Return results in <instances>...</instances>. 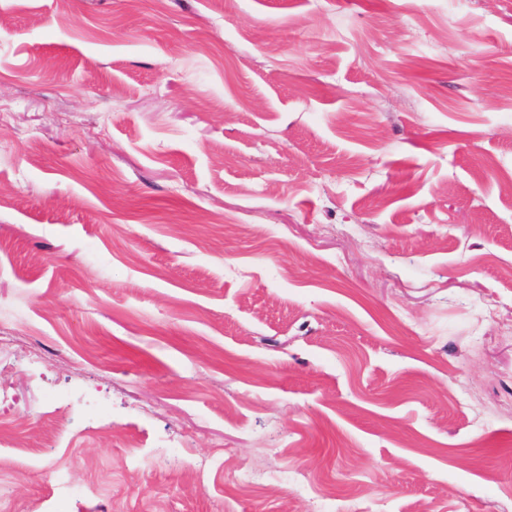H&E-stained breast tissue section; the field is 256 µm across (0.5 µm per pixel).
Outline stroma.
Here are the masks:
<instances>
[{
  "label": "stroma",
  "instance_id": "stroma-1",
  "mask_svg": "<svg viewBox=\"0 0 512 512\" xmlns=\"http://www.w3.org/2000/svg\"><path fill=\"white\" fill-rule=\"evenodd\" d=\"M0 329V512H512V0H0Z\"/></svg>",
  "mask_w": 512,
  "mask_h": 512
}]
</instances>
